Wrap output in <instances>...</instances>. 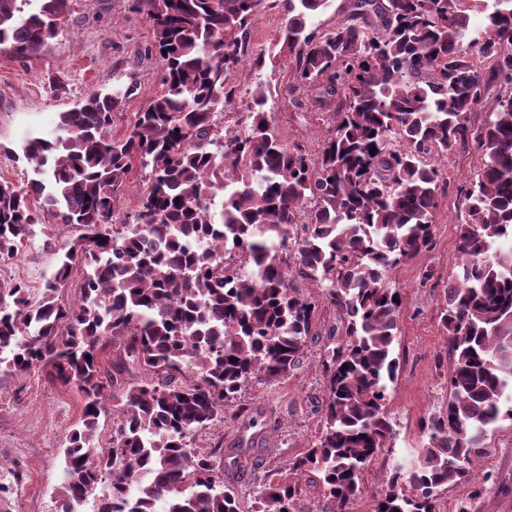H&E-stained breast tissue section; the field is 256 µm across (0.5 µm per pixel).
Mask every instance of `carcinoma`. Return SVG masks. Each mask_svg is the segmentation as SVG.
<instances>
[{"instance_id":"obj_1","label":"carcinoma","mask_w":512,"mask_h":512,"mask_svg":"<svg viewBox=\"0 0 512 512\" xmlns=\"http://www.w3.org/2000/svg\"><path fill=\"white\" fill-rule=\"evenodd\" d=\"M70 2L0 0V45L42 49ZM282 2L278 51L249 65L292 57L281 94L307 86L337 101L318 153L281 142L261 85L235 126L215 129L239 97L227 75L244 62L261 0H137L160 92L120 138L109 130L125 92L89 93L60 113L54 138L26 140V182H0V261L46 217L80 230L54 252L40 296L0 285V370L41 372L84 400L56 512H81L90 497L96 512H241L214 464L221 446L201 453L193 437L224 423L249 382L291 378L319 338L317 303L290 287L292 268L337 314L321 355L322 429L288 474L255 480L253 512H303L310 493L316 512H347L397 438L388 387L402 301L391 271L432 248L438 159L471 140L485 161L438 304L448 403L422 422L420 446L397 457L371 512H438L442 491L470 482L487 435L512 421V249L500 247L512 237V94L487 104L479 129L469 121L489 81L512 84V0H492L479 27L469 0H349L348 19L321 34L311 19L329 0ZM136 166L147 191L134 223L118 224L116 194ZM76 264L80 300L63 306ZM129 359L142 376L122 384L112 372ZM109 401L118 416L103 445Z\"/></svg>"}]
</instances>
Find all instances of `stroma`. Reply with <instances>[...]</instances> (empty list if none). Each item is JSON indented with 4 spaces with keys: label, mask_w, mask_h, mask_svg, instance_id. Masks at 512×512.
Listing matches in <instances>:
<instances>
[{
    "label": "stroma",
    "mask_w": 512,
    "mask_h": 512,
    "mask_svg": "<svg viewBox=\"0 0 512 512\" xmlns=\"http://www.w3.org/2000/svg\"><path fill=\"white\" fill-rule=\"evenodd\" d=\"M287 16L274 0H262L252 16L248 56L272 53ZM152 27L134 0H72L56 39L41 51L18 56L0 52V181L24 179L28 165L22 147L29 136L49 134L60 112L77 105L94 90L125 89L115 113L111 136L128 133L137 112L161 90L158 64L147 53ZM280 140L319 151L332 115L315 96H275L267 104ZM484 156L476 144L449 151L439 167L443 191L434 218L435 247L399 264L391 277L402 294L399 340L401 369L391 390L390 418L394 447L382 449L367 472L352 512H371L382 479L399 449L417 445L424 418L448 400V345L438 324V304L460 259L457 227L467 223L465 192L478 180ZM75 236L72 227L37 226L33 243L17 258L0 263V283L24 282L39 292L55 273L53 249ZM433 278L423 281L425 271ZM322 342L308 349L300 370L288 381L250 384L237 402L224 408V423L198 431L197 450L241 449L247 469L225 468L224 482L239 493L249 512L255 477L283 471L305 451L321 430L324 400ZM84 400L77 389L46 382L44 375L22 378L0 370V512H55L64 479L61 450L79 421ZM441 512H512V421L500 422L487 439L474 484L443 492Z\"/></svg>",
    "instance_id": "35a3bbf8"
}]
</instances>
